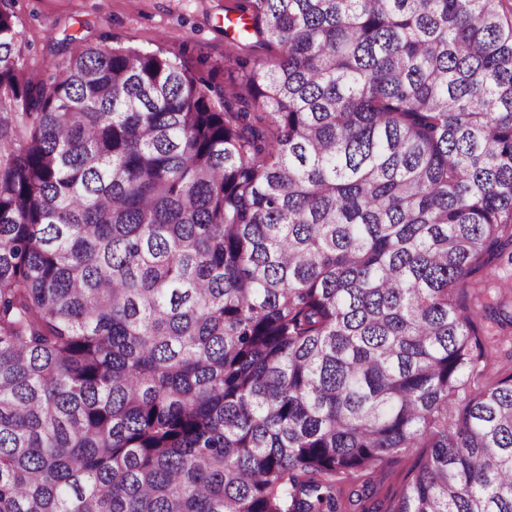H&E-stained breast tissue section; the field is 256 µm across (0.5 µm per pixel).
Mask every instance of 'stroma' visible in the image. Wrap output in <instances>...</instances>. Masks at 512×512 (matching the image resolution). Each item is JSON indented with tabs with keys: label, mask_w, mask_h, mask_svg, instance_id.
Segmentation results:
<instances>
[{
	"label": "stroma",
	"mask_w": 512,
	"mask_h": 512,
	"mask_svg": "<svg viewBox=\"0 0 512 512\" xmlns=\"http://www.w3.org/2000/svg\"><path fill=\"white\" fill-rule=\"evenodd\" d=\"M237 0H16L14 11L23 32L22 57L28 70L43 73L49 64L63 62L78 50L77 42L60 47L74 34L95 45L162 50L206 81L230 84L237 76L229 61L230 39L224 16ZM237 58L248 65L268 64L272 57L243 40ZM413 464L406 456L386 471L370 476L376 493L367 512L399 495Z\"/></svg>",
	"instance_id": "1"
}]
</instances>
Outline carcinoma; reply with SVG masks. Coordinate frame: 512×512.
Masks as SVG:
<instances>
[{
	"label": "carcinoma",
	"mask_w": 512,
	"mask_h": 512,
	"mask_svg": "<svg viewBox=\"0 0 512 512\" xmlns=\"http://www.w3.org/2000/svg\"><path fill=\"white\" fill-rule=\"evenodd\" d=\"M237 12L233 91L0 0V512H512V0ZM412 464V456L402 457L383 473L360 479L359 482L368 481L376 490V494L365 502L364 507L374 510L381 505L385 506L387 499L399 495L404 485L405 476Z\"/></svg>",
	"instance_id": "obj_1"
}]
</instances>
